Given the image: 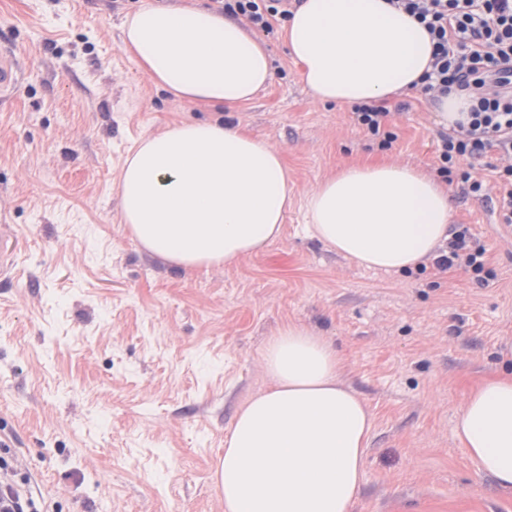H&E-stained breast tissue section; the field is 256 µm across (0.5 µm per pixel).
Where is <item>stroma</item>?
Masks as SVG:
<instances>
[{"label": "stroma", "mask_w": 512, "mask_h": 512, "mask_svg": "<svg viewBox=\"0 0 512 512\" xmlns=\"http://www.w3.org/2000/svg\"><path fill=\"white\" fill-rule=\"evenodd\" d=\"M140 3L0 0V47L24 76L0 104V441L38 512H224L225 437L291 321L333 341L374 414L352 512H512L454 434L468 391L512 369V228L449 184L496 272L485 285L364 268L307 231V193L343 165L435 172L432 100L387 101L381 148L350 106L312 99L281 31L264 35L280 72L223 116L283 153L282 233L236 265L182 270L131 238L119 180L142 138L213 111L122 51Z\"/></svg>", "instance_id": "35a3bbf8"}]
</instances>
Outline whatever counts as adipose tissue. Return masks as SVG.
I'll use <instances>...</instances> for the list:
<instances>
[{
    "label": "adipose tissue",
    "mask_w": 512,
    "mask_h": 512,
    "mask_svg": "<svg viewBox=\"0 0 512 512\" xmlns=\"http://www.w3.org/2000/svg\"><path fill=\"white\" fill-rule=\"evenodd\" d=\"M283 37L312 98L377 103L419 89L432 42L387 0H303ZM123 52L151 81L191 102L233 107L273 78L266 46L245 26L186 0L145 4L123 23ZM121 215L150 254L183 270L231 266L277 238L288 211L281 153L215 118L181 122L133 149ZM313 237L364 267L417 268L447 239L448 191L422 167L342 168L305 198ZM267 387L237 410L217 472L224 512H352L373 415L348 387L334 344L298 322L262 351ZM454 433L477 470L512 489V373L469 392Z\"/></svg>",
    "instance_id": "obj_1"
}]
</instances>
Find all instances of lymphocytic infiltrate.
Segmentation results:
<instances>
[{"label":"lymphocytic infiltrate","mask_w":512,"mask_h":512,"mask_svg":"<svg viewBox=\"0 0 512 512\" xmlns=\"http://www.w3.org/2000/svg\"><path fill=\"white\" fill-rule=\"evenodd\" d=\"M413 17L433 43L431 70L420 89L436 98L458 89L470 97V107L455 128L440 133L438 174L459 179L464 192L491 202L499 223L512 224V0H388ZM210 7L229 16H243L269 33L292 14V0H210ZM504 159L494 168L498 195L489 198L484 179L466 168L469 160L489 153ZM434 268L441 273L461 268L477 284L495 276L486 250L477 244L470 225L455 224L437 250ZM8 447L0 448V512H34L35 503L17 488Z\"/></svg>","instance_id":"f902f5d3"}]
</instances>
